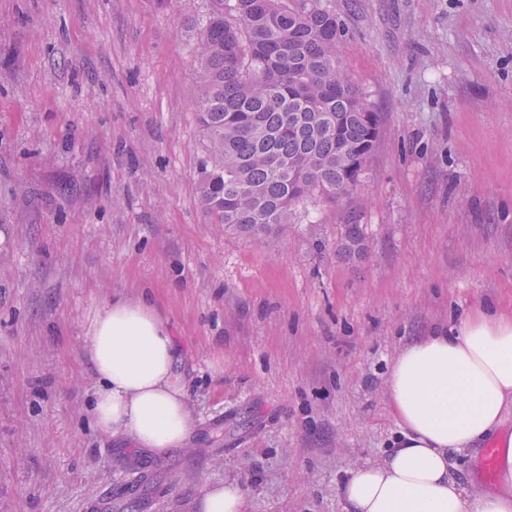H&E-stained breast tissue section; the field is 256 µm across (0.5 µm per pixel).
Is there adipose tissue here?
Here are the masks:
<instances>
[{
  "instance_id": "adipose-tissue-1",
  "label": "adipose tissue",
  "mask_w": 512,
  "mask_h": 512,
  "mask_svg": "<svg viewBox=\"0 0 512 512\" xmlns=\"http://www.w3.org/2000/svg\"><path fill=\"white\" fill-rule=\"evenodd\" d=\"M179 348L152 303L117 297L90 320L82 357L96 381L95 428L162 454L194 424L175 373ZM387 399L400 436L382 463L353 469L347 512H512V314L475 306L448 330L406 346L392 363ZM494 442L496 490L468 492L451 457ZM199 512H247L236 482L207 486Z\"/></svg>"
}]
</instances>
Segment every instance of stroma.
<instances>
[{
	"mask_svg": "<svg viewBox=\"0 0 512 512\" xmlns=\"http://www.w3.org/2000/svg\"><path fill=\"white\" fill-rule=\"evenodd\" d=\"M323 3L380 115L370 173L257 240L200 200L208 0H0V512H196L224 481L248 512H344L399 436V352L512 311V0ZM117 296L180 348L194 430L163 457L86 412L88 318ZM364 240L362 225L347 224L341 238V249L348 255H359L364 250Z\"/></svg>",
	"mask_w": 512,
	"mask_h": 512,
	"instance_id": "1",
	"label": "stroma"
}]
</instances>
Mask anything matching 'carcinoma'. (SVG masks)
Wrapping results in <instances>:
<instances>
[{"mask_svg": "<svg viewBox=\"0 0 512 512\" xmlns=\"http://www.w3.org/2000/svg\"><path fill=\"white\" fill-rule=\"evenodd\" d=\"M195 25L198 185L215 222L286 234L296 203L347 196L369 173L379 115L337 56L336 14L321 0H210ZM341 249L363 252L362 225H345Z\"/></svg>", "mask_w": 512, "mask_h": 512, "instance_id": "cac0c4a2", "label": "carcinoma"}]
</instances>
